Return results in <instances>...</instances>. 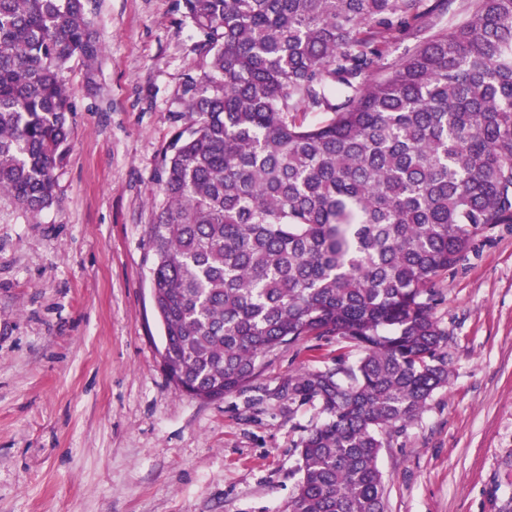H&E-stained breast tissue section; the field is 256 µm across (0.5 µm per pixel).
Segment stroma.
I'll return each mask as SVG.
<instances>
[{
	"label": "stroma",
	"instance_id": "35a3bbf8",
	"mask_svg": "<svg viewBox=\"0 0 512 512\" xmlns=\"http://www.w3.org/2000/svg\"><path fill=\"white\" fill-rule=\"evenodd\" d=\"M102 51L73 59L70 149L57 200H0V512H283L298 445L325 420L288 394L356 358L307 338L253 382L204 401L164 368L147 228L161 160L189 124L199 37L178 0H92ZM448 383L379 466L387 512H499L512 497V224L477 237L434 288Z\"/></svg>",
	"mask_w": 512,
	"mask_h": 512
}]
</instances>
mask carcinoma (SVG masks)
<instances>
[{"label":"carcinoma","instance_id":"carcinoma-1","mask_svg":"<svg viewBox=\"0 0 512 512\" xmlns=\"http://www.w3.org/2000/svg\"><path fill=\"white\" fill-rule=\"evenodd\" d=\"M180 2L202 40L148 225L164 367L221 398L281 346L341 337L354 361L288 385L327 419L286 512H387L383 437L448 383L434 285L512 224V0L435 32L451 0ZM89 4L0 0V197L33 216L69 150L66 65L100 49Z\"/></svg>","mask_w":512,"mask_h":512}]
</instances>
